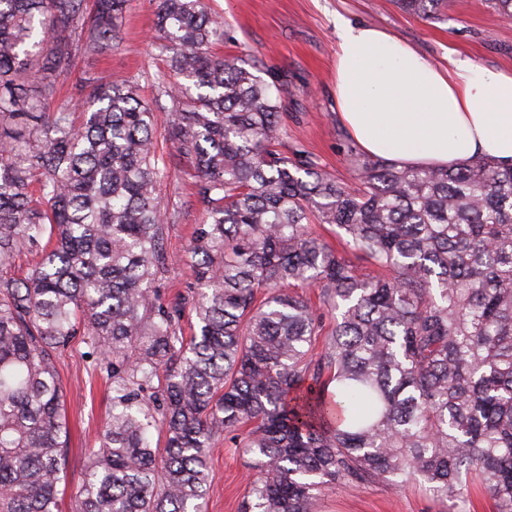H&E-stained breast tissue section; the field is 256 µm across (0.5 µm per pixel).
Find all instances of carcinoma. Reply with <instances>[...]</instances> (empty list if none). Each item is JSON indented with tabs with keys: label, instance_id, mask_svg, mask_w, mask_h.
<instances>
[{
	"label": "carcinoma",
	"instance_id": "1",
	"mask_svg": "<svg viewBox=\"0 0 512 512\" xmlns=\"http://www.w3.org/2000/svg\"><path fill=\"white\" fill-rule=\"evenodd\" d=\"M129 2L0 0V512H60L56 361L80 330L112 414L72 512H202L223 434L252 455L245 512H314L323 489L370 482L463 504L476 486L512 512V167L363 156L345 189L278 149L283 84L212 53L228 34L207 0H158L166 159L132 77L84 74L79 117L53 105L79 59L121 39ZM393 2L447 16L448 0ZM170 162L202 221L197 288L165 300ZM23 252L22 278L7 267Z\"/></svg>",
	"mask_w": 512,
	"mask_h": 512
}]
</instances>
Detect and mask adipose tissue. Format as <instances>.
Returning <instances> with one entry per match:
<instances>
[{"label": "adipose tissue", "instance_id": "adipose-tissue-1", "mask_svg": "<svg viewBox=\"0 0 512 512\" xmlns=\"http://www.w3.org/2000/svg\"><path fill=\"white\" fill-rule=\"evenodd\" d=\"M336 112L370 155L455 168L482 157L512 166V71L434 66L387 31L337 28Z\"/></svg>", "mask_w": 512, "mask_h": 512}]
</instances>
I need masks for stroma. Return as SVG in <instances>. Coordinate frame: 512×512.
Wrapping results in <instances>:
<instances>
[{
    "instance_id": "stroma-1",
    "label": "stroma",
    "mask_w": 512,
    "mask_h": 512,
    "mask_svg": "<svg viewBox=\"0 0 512 512\" xmlns=\"http://www.w3.org/2000/svg\"><path fill=\"white\" fill-rule=\"evenodd\" d=\"M210 5L229 33L217 53L254 61L275 72L285 87L287 135L282 151L304 150L350 189L357 185L351 153L358 145L336 113L337 20L385 29L442 68L468 61L494 70L512 69V21L499 19L488 0H450L442 21L405 13L392 0H211ZM156 8L157 0H130L121 42L107 53L86 58L82 68L137 78L143 98L168 108L172 102L163 95L158 79L169 66L153 45ZM159 196L165 208L177 214L165 236L172 266L161 291L170 298L194 283L183 257L201 214L185 169L169 167ZM97 362L93 349L79 339L58 361L70 429L62 512H71L82 482L85 451L95 445L112 406L107 376L97 369ZM250 462V455L237 448L235 440L217 438L207 457L211 488L204 512H239ZM318 508L319 512H455L452 502L436 500L422 486L399 491L381 482L323 490Z\"/></svg>"
}]
</instances>
